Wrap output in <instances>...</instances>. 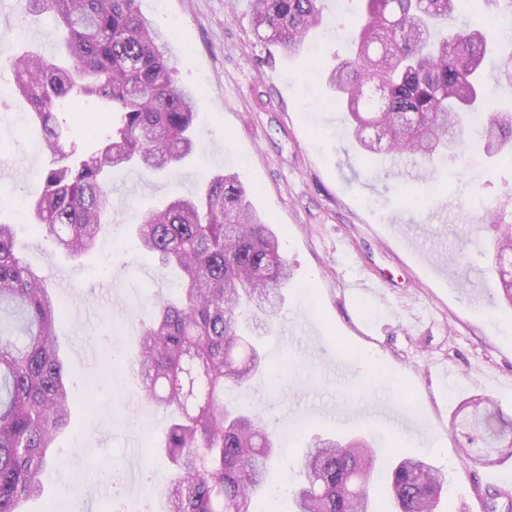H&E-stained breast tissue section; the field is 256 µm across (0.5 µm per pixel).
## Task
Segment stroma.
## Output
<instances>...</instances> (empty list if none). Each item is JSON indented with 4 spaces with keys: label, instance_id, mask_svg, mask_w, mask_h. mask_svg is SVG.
Instances as JSON below:
<instances>
[{
    "label": "stroma",
    "instance_id": "obj_1",
    "mask_svg": "<svg viewBox=\"0 0 512 512\" xmlns=\"http://www.w3.org/2000/svg\"><path fill=\"white\" fill-rule=\"evenodd\" d=\"M327 25L318 56L284 57L257 45L249 0H140L161 24L175 80L205 92L196 120L198 147L177 174L124 173L109 187L111 224L96 250L71 260L26 221L35 174L49 157L31 152L23 101L0 105V191L10 206L0 221L16 225V249L37 271L54 270L61 302L56 323L66 379L79 403L60 434L59 461L43 477L35 512H143L160 491L167 463L154 450L164 438L159 413L125 372L124 354L150 298L167 292L155 259L128 243L138 206L193 191L198 174L229 170L253 207L270 216L292 277L281 331L264 341L267 372L245 394L227 398L261 416L279 437L256 512H291L289 489L315 437L367 438L424 455L447 483L436 512H486L489 490L512 492V459L482 468L460 460L459 408L494 399L512 418V310L492 307L494 231L486 212L512 194V162L470 150L443 157L422 173L409 160L376 155L364 163L343 114L326 88L325 69L346 56L355 0H323ZM0 28L50 50L48 18L25 17L16 0H0ZM71 138L92 149L107 126L93 106L66 113ZM420 245L408 250L403 234ZM462 254L460 271L448 265ZM358 279L383 281L379 294H354ZM114 354L90 364L82 350ZM448 375H441V368ZM111 376L86 390L84 378Z\"/></svg>",
    "mask_w": 512,
    "mask_h": 512
}]
</instances>
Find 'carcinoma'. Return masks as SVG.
Masks as SVG:
<instances>
[{"label":"carcinoma","mask_w":512,"mask_h":512,"mask_svg":"<svg viewBox=\"0 0 512 512\" xmlns=\"http://www.w3.org/2000/svg\"><path fill=\"white\" fill-rule=\"evenodd\" d=\"M23 13L48 15L57 31L51 55L26 46L0 52V73L28 105L49 164L29 202L36 230L70 258L94 249L110 223L114 171L167 175L196 149L202 93L178 85L162 30L140 0H17ZM350 56L336 58L326 83L352 119L351 136L371 162L386 150L432 162L461 158L480 141L489 155L512 143V111L490 106L483 63L497 29L488 16L454 24L464 0H363ZM254 34L290 56L324 25L321 0H250ZM92 103L110 128L85 153L64 149L62 112ZM453 147H448V143ZM135 248L159 270L179 273L169 296L148 304L131 358L146 399L170 419L164 443L173 468L163 477V512H253L275 444L258 416L224 402L263 368L261 337L281 318L291 272L273 225L255 211L232 174L210 173L197 192L140 211ZM496 229L498 304L512 308V224ZM38 273L14 250V225L0 222V512L42 495L41 474L70 421L56 322L60 307ZM471 409L466 462L491 467L512 458V419L490 399ZM386 490L395 512H435L443 475L422 456L397 452ZM377 451L362 439L318 437L307 448L292 512H373Z\"/></svg>","instance_id":"1"}]
</instances>
